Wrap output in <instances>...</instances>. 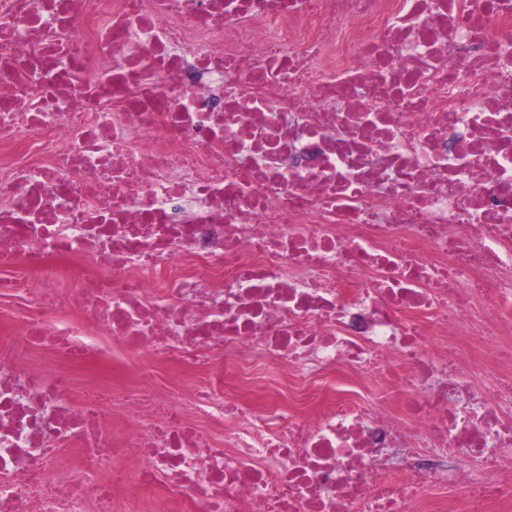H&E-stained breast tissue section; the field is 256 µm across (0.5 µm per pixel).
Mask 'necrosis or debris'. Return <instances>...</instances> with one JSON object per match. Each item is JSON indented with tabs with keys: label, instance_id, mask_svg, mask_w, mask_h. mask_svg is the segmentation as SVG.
Listing matches in <instances>:
<instances>
[{
	"label": "necrosis or debris",
	"instance_id": "4bbe7bcc",
	"mask_svg": "<svg viewBox=\"0 0 512 512\" xmlns=\"http://www.w3.org/2000/svg\"><path fill=\"white\" fill-rule=\"evenodd\" d=\"M0 296V512H512V0H0Z\"/></svg>",
	"mask_w": 512,
	"mask_h": 512
}]
</instances>
